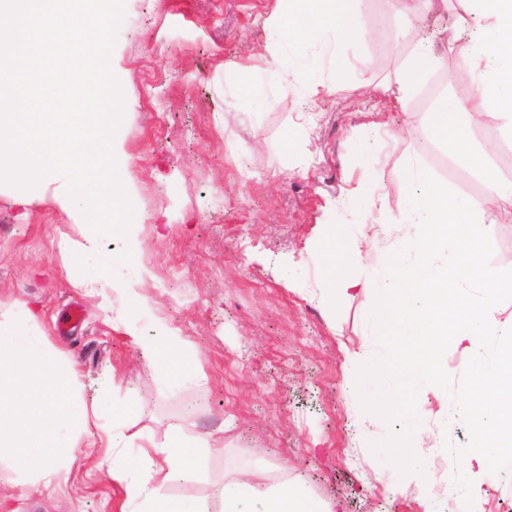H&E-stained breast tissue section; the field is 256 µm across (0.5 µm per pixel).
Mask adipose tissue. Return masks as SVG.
Instances as JSON below:
<instances>
[{
  "label": "adipose tissue",
  "mask_w": 512,
  "mask_h": 512,
  "mask_svg": "<svg viewBox=\"0 0 512 512\" xmlns=\"http://www.w3.org/2000/svg\"><path fill=\"white\" fill-rule=\"evenodd\" d=\"M281 3L266 36L268 65L242 84V103L252 110L260 109L270 88L279 84L281 57H288L300 73L309 74L316 64L305 52L308 43L337 46L365 33L354 0ZM467 11L480 18V26L473 29L466 18L458 19L445 28L443 40L477 78L471 88L442 96L428 117L429 129L444 150L479 171L483 156L465 138L469 125L479 118L495 121L512 138V0H467ZM437 63L432 51L418 46L390 92L393 102L400 104L409 98ZM403 177L420 183L421 189L405 194L401 207L387 217L388 224L399 229V236L388 243H372V251L383 261L371 286L381 295L374 319L385 331L404 336L406 348L372 356L354 353L348 362L355 387L361 389L376 381L385 392V400L371 406L375 416L384 419L398 415L403 419L394 445L405 461L412 449L420 447L422 432L416 416L400 404L399 398L440 383L432 364L451 345L464 354L465 365H482L480 393L483 401L495 408L486 419L488 430L512 438V411L501 407L505 399L512 398V325L499 326L493 315L505 294L506 277L489 268L475 272L463 268L456 242L432 235L433 228L463 216L467 219L465 234L481 239L485 225L512 214V180L490 177L483 195L454 197L447 189L426 183L414 164L406 165ZM324 258L330 286L326 306L332 312L360 287L359 280L349 277L347 270L360 262L361 250L352 242L340 251L328 248ZM452 302L459 307L453 328L447 322ZM16 309V321H0V451L8 450L13 467L31 475L30 488L35 491L69 468L76 440L87 432L90 415L99 414L106 403L99 397L89 403L83 400L77 370L30 332L35 319L32 309L24 303L17 304ZM496 332L503 335V344L493 356L483 355L482 338ZM124 334L140 356L155 362L169 381L198 375L195 359L172 332L147 338L129 325ZM188 446V441L176 433L137 460L141 481L128 491L129 498L138 503L137 512H199L193 503L164 500L153 490L155 484L173 478H196L197 463ZM250 500L263 501L264 512H323L320 504L297 486L267 487L246 473L225 484L224 512H245L244 504Z\"/></svg>",
  "instance_id": "ef3b65f1"
}]
</instances>
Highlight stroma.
<instances>
[{
    "label": "stroma",
    "mask_w": 512,
    "mask_h": 512,
    "mask_svg": "<svg viewBox=\"0 0 512 512\" xmlns=\"http://www.w3.org/2000/svg\"><path fill=\"white\" fill-rule=\"evenodd\" d=\"M278 7L123 0L110 65L125 78L117 142L128 157L122 185L134 215L128 236L97 240L98 255L117 261L98 293L71 286L80 270L59 249L64 239L83 242L80 218L50 198L20 207L23 190L0 184V319L15 303L36 306L37 329L75 363L84 396L107 394L117 409L90 420L61 485L29 491L1 461L0 512H135L127 489L139 470L110 478L101 465L106 449L87 445L111 428L130 457L175 431L209 437L197 453L199 478L155 488L202 512H221L224 483L252 470L266 484L300 486L330 512H424L425 480L434 486V512H457L463 497L470 512H512V461L491 469L479 493L458 482L469 415L449 416L448 407L476 397L460 353L449 349L441 383L412 396L423 443L414 464L400 465L388 443L401 420L373 421L368 405L382 392L373 383L354 394L346 367L348 354L381 353L395 342L369 316L379 295L358 291L334 315L322 302L327 226L347 225L362 246L394 236L385 216L402 204L407 162L449 194L467 193L433 163L437 144L421 93L397 108L385 94L415 49L410 22L390 0H356L363 19L390 30V41L369 23L337 59L312 44V82L282 63L284 84L251 112L236 94L238 72L264 67L266 26ZM362 151L371 168L351 166ZM369 183L386 193L365 209L356 191ZM482 242L483 266L512 270V223L487 225ZM126 251L130 262H119ZM73 306L80 323L59 333ZM129 321L145 336L165 324L200 375L167 383L124 335Z\"/></svg>",
    "instance_id": "obj_1"
}]
</instances>
